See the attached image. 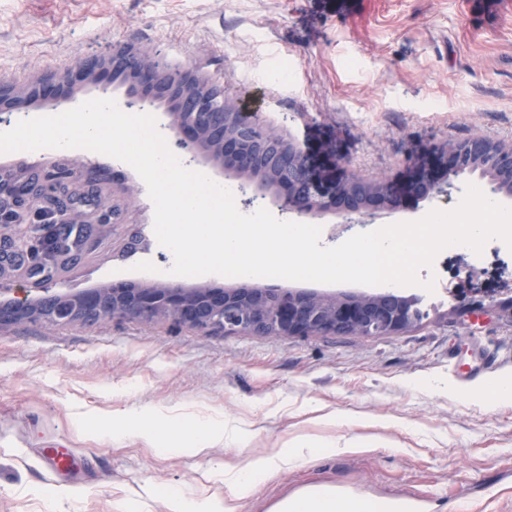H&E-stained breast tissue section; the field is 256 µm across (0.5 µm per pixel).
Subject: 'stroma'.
Instances as JSON below:
<instances>
[{
    "instance_id": "35a3bbf8",
    "label": "stroma",
    "mask_w": 512,
    "mask_h": 512,
    "mask_svg": "<svg viewBox=\"0 0 512 512\" xmlns=\"http://www.w3.org/2000/svg\"><path fill=\"white\" fill-rule=\"evenodd\" d=\"M160 49L172 66H198L239 104L304 144L329 175L403 180L412 164L480 135L512 146V0H0V79L28 86L92 50ZM72 161L71 198L89 191L119 205L89 256L49 281L27 269L0 274V294L40 299L133 281L188 288L241 286L236 277H173L169 249L145 237L154 225L147 186L120 160L122 182L101 175L99 153L41 149L0 154V168ZM451 196L378 212L369 225L340 216L298 217L273 200L277 219L321 226L332 247L364 229L450 210L480 172L452 179ZM142 261L156 273L137 272ZM433 269L444 290L419 297L427 317L384 336L278 337L211 333L136 317L93 324L23 320L0 327V512H121L142 488L139 512H170L167 494L229 496L224 463L247 464L298 435L325 454L242 498L238 512L331 482L377 500L431 499L450 512H505L512 487V400L492 406L484 384L512 380V249L493 242L479 259L444 249ZM481 291L480 310L466 313ZM217 416L239 431L197 456L126 436L148 422L190 441ZM69 454L48 471L45 455Z\"/></svg>"
}]
</instances>
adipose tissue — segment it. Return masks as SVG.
I'll use <instances>...</instances> for the list:
<instances>
[{"label":"adipose tissue","mask_w":512,"mask_h":512,"mask_svg":"<svg viewBox=\"0 0 512 512\" xmlns=\"http://www.w3.org/2000/svg\"><path fill=\"white\" fill-rule=\"evenodd\" d=\"M320 444L308 438L294 439L288 449H281L272 455L247 465L228 462L224 465V477L232 493L227 499H214L207 505L208 512H236L234 501L245 492L251 491L256 483L286 470L287 467L308 461L322 454Z\"/></svg>","instance_id":"obj_1"}]
</instances>
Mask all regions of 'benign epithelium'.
Listing matches in <instances>:
<instances>
[{
  "label": "benign epithelium",
  "mask_w": 512,
  "mask_h": 512,
  "mask_svg": "<svg viewBox=\"0 0 512 512\" xmlns=\"http://www.w3.org/2000/svg\"><path fill=\"white\" fill-rule=\"evenodd\" d=\"M117 70L137 73L138 89L129 94L127 106L153 105L161 96L170 92L167 72L144 66L140 53L112 50L108 66H103L99 56L90 54L67 68V80L72 84L84 82L88 73L95 74V81ZM36 91L45 107L54 109L65 91L54 76L42 79ZM185 107L191 118H181L171 124L174 130L175 146L190 154L209 161L227 173L240 176L251 172L261 161L259 148L266 144L275 145L272 163L283 172V177L272 188L258 182L248 184L250 195L244 200L247 205L267 197L281 203L285 209L299 214L333 213L345 219L347 224H362L364 219L383 209H395L409 200L432 198L451 194L452 184L447 174L470 172L475 163L487 162L512 173V147L490 143L487 139L474 136L461 144H451L442 149L433 166H417L400 185L383 178L387 187L383 196L372 195L355 207L348 198L347 190L357 180L320 178L311 163L307 148L274 132L262 119L260 113L248 110L236 103H227L224 91H209L187 102ZM230 114L236 133L224 132V114ZM203 116L212 124V131L220 138V158L198 147L196 119ZM63 164H55L47 173H35L24 184H17L8 178L0 179V194L11 199V203L0 206V223L16 224L20 216L33 208L43 198V183L47 179H62L59 170ZM42 223L52 225V232L42 245H28L23 240L14 243V258L23 260L32 275L40 281L53 276L54 241L64 226L74 223L75 209L59 199L50 210L39 209ZM242 293L235 289L183 288L166 285L162 288L140 287L128 284H114L110 289L94 288L79 295L74 312L93 319H121L137 317L149 320L161 315L171 316L178 324L206 332L244 330L258 334L298 337L314 334L336 335L345 331L361 333L363 324L373 320L392 332L407 327L410 321L409 303L397 298L372 309L343 308L324 311L298 299L279 288H266L249 302V319L234 326L224 325V310L240 304ZM57 295H47L38 301L21 296L8 304L0 305V325L25 319H35L38 306L48 304Z\"/></svg>",
  "instance_id": "1"
}]
</instances>
